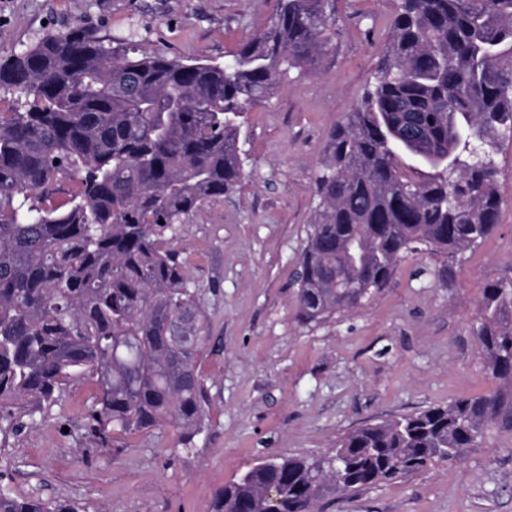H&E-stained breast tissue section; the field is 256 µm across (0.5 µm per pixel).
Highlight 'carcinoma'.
<instances>
[{"label":"carcinoma","instance_id":"1","mask_svg":"<svg viewBox=\"0 0 512 512\" xmlns=\"http://www.w3.org/2000/svg\"><path fill=\"white\" fill-rule=\"evenodd\" d=\"M336 0H276L224 64L147 52L73 25L0 60V434L93 380L87 434L109 447L206 419L197 370L205 312L173 247L177 225L244 177L239 119L292 69L333 49ZM512 141V0H400L388 54L314 172L318 199L297 276V317L369 304L398 263L450 255L499 223L495 153ZM410 162H405V159ZM70 179L63 205L50 199ZM471 333L485 374L512 381V282L484 288ZM500 395L366 424L308 456L276 455L215 494L213 512H314L351 492L457 462ZM0 512H77L0 484Z\"/></svg>","mask_w":512,"mask_h":512}]
</instances>
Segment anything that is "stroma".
Listing matches in <instances>:
<instances>
[{
	"instance_id": "35a3bbf8",
	"label": "stroma",
	"mask_w": 512,
	"mask_h": 512,
	"mask_svg": "<svg viewBox=\"0 0 512 512\" xmlns=\"http://www.w3.org/2000/svg\"><path fill=\"white\" fill-rule=\"evenodd\" d=\"M399 0H339L336 50L291 70L240 129L246 178L180 225L183 272L209 320L198 361L207 417L94 447L96 388L67 385L33 425L0 436V478L20 497L80 512H212L216 492L275 455L334 447L364 424L512 385L484 376L470 332L484 288L512 281V146L497 156L501 216L455 257L409 255L366 307L297 321L295 272L316 206L312 176L332 125L384 56ZM273 0H0V57L82 23L148 51L224 63L265 27ZM316 512H512V410L460 462L320 500Z\"/></svg>"
}]
</instances>
